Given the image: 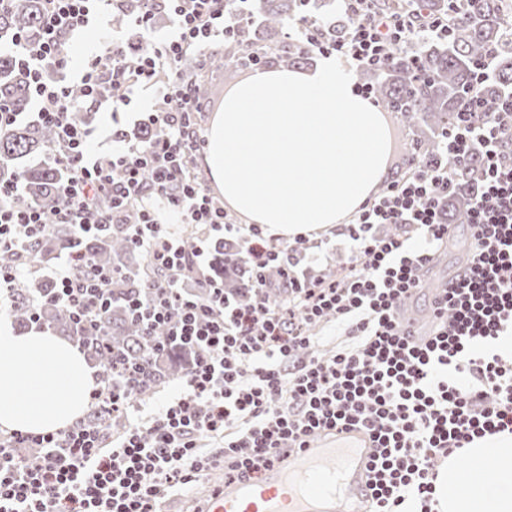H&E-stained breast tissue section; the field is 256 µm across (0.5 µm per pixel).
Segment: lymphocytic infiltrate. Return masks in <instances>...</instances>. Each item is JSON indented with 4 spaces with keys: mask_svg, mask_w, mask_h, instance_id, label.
Segmentation results:
<instances>
[{
    "mask_svg": "<svg viewBox=\"0 0 512 512\" xmlns=\"http://www.w3.org/2000/svg\"><path fill=\"white\" fill-rule=\"evenodd\" d=\"M128 31L91 53L74 81L46 82L45 69L65 71L73 37L112 0H44L37 41L16 42L33 84L29 105L56 138L49 149L69 178L52 214L13 205L19 188L0 184V252H18L49 222L78 236L116 223L117 210L137 208L130 234L152 273L129 300L148 341L189 347L193 359L180 395L143 411L137 398L148 362L113 355L96 372L94 398L122 413L124 427L105 439L87 419L31 434L0 431V512H162L165 497L205 480L223 465L224 478H254L277 463L281 449H301L318 433L357 428L374 442L366 512H433L438 463L474 440L512 434V361L499 347L512 335V113L485 115L480 100L442 134L437 158L388 181L344 228L351 258L342 275L307 277L296 250L273 248L260 225L234 224L198 182L194 158L205 140L195 122L197 87L182 62L241 37L255 0H138ZM352 17L342 38L303 18L288 38L325 57L379 67L406 40L444 30L439 20L388 15L370 0H341ZM172 26L154 40V17ZM150 52L130 58L135 40ZM80 86L82 100L70 94ZM148 90L147 124L163 136L127 141L109 157L86 150L90 129L75 124L80 103L119 109L132 89ZM483 157V178L469 211L468 259L432 294L431 326L420 331L402 310L417 293L450 229L442 204L451 167ZM202 228L193 251L160 219L161 210ZM98 215L90 224V215ZM248 247L254 300L239 304L211 272L210 256L225 238ZM280 277L267 278L270 267ZM114 272L84 252L65 255L48 298L67 309L83 335H100L112 304ZM333 322L350 347L325 355L311 332Z\"/></svg>",
    "mask_w": 512,
    "mask_h": 512,
    "instance_id": "lymphocytic-infiltrate-1",
    "label": "lymphocytic infiltrate"
}]
</instances>
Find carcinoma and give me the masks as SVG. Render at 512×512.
<instances>
[{
	"label": "carcinoma",
	"instance_id": "carcinoma-1",
	"mask_svg": "<svg viewBox=\"0 0 512 512\" xmlns=\"http://www.w3.org/2000/svg\"><path fill=\"white\" fill-rule=\"evenodd\" d=\"M374 8L387 14H402L413 9L428 18L450 20L448 35L422 37L400 46L380 69H364L362 80L373 86L379 106L395 112L408 126L417 130L414 145L420 158L437 156L443 130L452 124L473 96L475 64L486 52L495 51L494 76L480 86L481 102L486 111L500 112L502 104L512 101V26L507 16L512 12V0H372ZM260 21L250 26L244 39L224 46V58L211 57L209 66L269 65L275 61L286 65L305 63L313 51L279 38L288 23L302 17H312L333 36L345 35L351 18L337 12L335 0H257ZM134 0H123V7L114 9L113 23L129 26L136 10ZM42 0H23L0 12V104L22 112L28 104L29 77L18 64L11 48L20 36L36 40L40 36ZM54 141L51 126L39 120L17 122L0 134V182L18 184L16 203L25 206L37 203L51 210L66 179L64 169L49 156ZM482 162L477 150L469 161L455 169L454 183L444 200V216L450 224L469 222L468 205L480 186L476 171ZM124 223L114 224L105 231L78 239L73 227L53 223L47 234L29 244L26 250L0 257V264L22 265L29 276L17 283L11 311L23 322H31V299L48 293L50 282L35 276L42 264L73 246H78L92 260L117 270L112 284V309L99 336L86 340L87 355L101 368L108 366L113 349L133 361L159 355L152 362L154 379L144 386L138 398L151 396L167 381L180 377L184 367L165 361L164 352L147 346L141 327L125 308L123 298L128 290L144 285L150 270L148 256L135 250L129 242V225L138 221L133 213L123 215ZM251 268L242 257L233 272V287L237 299L252 301L248 290ZM40 321L67 336H76L69 313L60 306L44 305L39 309ZM89 419L102 422L107 433L120 429V420L112 418V407L94 401Z\"/></svg>",
	"mask_w": 512,
	"mask_h": 512
}]
</instances>
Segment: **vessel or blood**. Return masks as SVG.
Segmentation results:
<instances>
[{"label": "vessel or blood", "instance_id": "1", "mask_svg": "<svg viewBox=\"0 0 512 512\" xmlns=\"http://www.w3.org/2000/svg\"><path fill=\"white\" fill-rule=\"evenodd\" d=\"M371 441L362 431L319 434L254 479L228 481L205 512H361Z\"/></svg>", "mask_w": 512, "mask_h": 512}]
</instances>
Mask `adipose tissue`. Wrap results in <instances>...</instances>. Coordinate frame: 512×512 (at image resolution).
I'll use <instances>...</instances> for the list:
<instances>
[{"label": "adipose tissue", "instance_id": "adipose-tissue-1", "mask_svg": "<svg viewBox=\"0 0 512 512\" xmlns=\"http://www.w3.org/2000/svg\"><path fill=\"white\" fill-rule=\"evenodd\" d=\"M336 60L271 67L224 96L207 134L205 163L225 203L246 223L295 236L345 221L385 173L382 115L354 91ZM95 372L77 347L46 330L17 331L0 319V426L48 433L79 419ZM495 456L497 475L477 466ZM436 512H512V434L475 440L449 457Z\"/></svg>", "mask_w": 512, "mask_h": 512}]
</instances>
